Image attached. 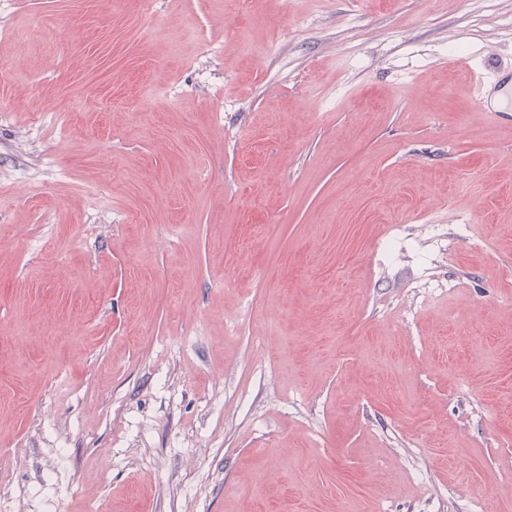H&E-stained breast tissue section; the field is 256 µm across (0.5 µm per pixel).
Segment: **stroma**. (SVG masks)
<instances>
[{"instance_id":"obj_1","label":"stroma","mask_w":512,"mask_h":512,"mask_svg":"<svg viewBox=\"0 0 512 512\" xmlns=\"http://www.w3.org/2000/svg\"><path fill=\"white\" fill-rule=\"evenodd\" d=\"M486 68L512 0H5L0 512H512Z\"/></svg>"}]
</instances>
